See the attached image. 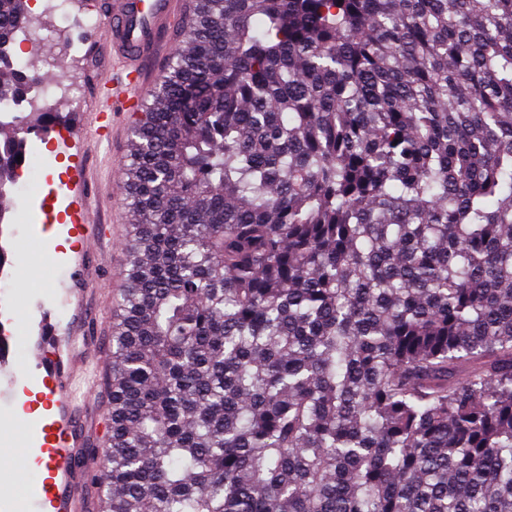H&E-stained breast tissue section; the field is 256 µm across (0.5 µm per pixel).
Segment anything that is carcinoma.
I'll return each instance as SVG.
<instances>
[{"label":"carcinoma","mask_w":512,"mask_h":512,"mask_svg":"<svg viewBox=\"0 0 512 512\" xmlns=\"http://www.w3.org/2000/svg\"><path fill=\"white\" fill-rule=\"evenodd\" d=\"M124 171L99 512H512V0H194Z\"/></svg>","instance_id":"cac0c4a2"}]
</instances>
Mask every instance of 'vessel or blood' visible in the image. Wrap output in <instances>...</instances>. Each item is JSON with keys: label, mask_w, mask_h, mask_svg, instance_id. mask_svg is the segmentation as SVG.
Here are the masks:
<instances>
[{"label": "vessel or blood", "mask_w": 512, "mask_h": 512, "mask_svg": "<svg viewBox=\"0 0 512 512\" xmlns=\"http://www.w3.org/2000/svg\"><path fill=\"white\" fill-rule=\"evenodd\" d=\"M179 4L180 0H99L109 25L103 41L88 48L100 67L92 116L99 141H111L116 114L136 111L141 104L148 77L182 21ZM86 181V176H79L73 186L75 225L56 229L60 235H75L70 261L78 267L90 257L91 241L106 232L105 225L92 221L82 206ZM28 324L35 362L24 371L12 360L13 312L0 305V399L18 400L32 392L40 395L46 414L22 442L48 473L31 512H70L81 493L82 478L90 470L89 464L75 465L74 451L87 445V421L95 406L89 403L83 411L74 409L67 374L91 348L89 320L85 309L57 316L50 304L40 301L29 312Z\"/></svg>", "instance_id": "1"}]
</instances>
